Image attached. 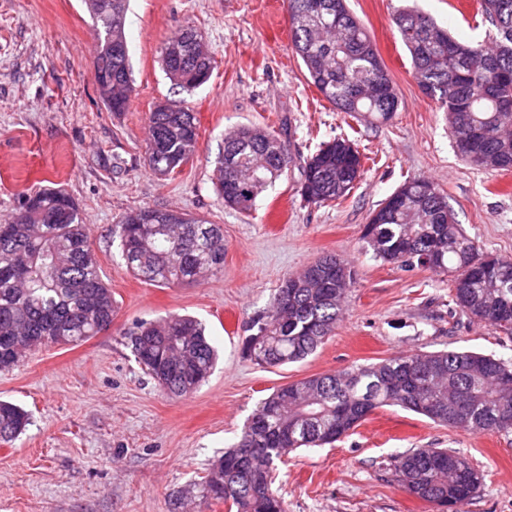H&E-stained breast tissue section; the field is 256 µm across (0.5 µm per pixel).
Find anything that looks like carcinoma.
Returning a JSON list of instances; mask_svg holds the SVG:
<instances>
[{"instance_id":"obj_1","label":"carcinoma","mask_w":512,"mask_h":512,"mask_svg":"<svg viewBox=\"0 0 512 512\" xmlns=\"http://www.w3.org/2000/svg\"><path fill=\"white\" fill-rule=\"evenodd\" d=\"M96 24L95 81L131 84L125 16L128 0H84ZM292 43L307 79L339 111L386 121L399 99L365 27L347 0H288ZM494 28L482 42L461 41L429 15L402 9L394 16L422 90L448 112L456 151L479 170L512 169V0H481ZM192 28L167 41L185 42L181 59L161 60L167 78L186 89L209 80L211 56L188 43ZM192 112H152L147 154L152 171L166 176L196 152ZM290 151L276 135L243 126L224 135L216 190L224 206L249 211L266 187L288 169ZM361 154L343 137L326 141L303 168L300 195L317 206L340 203L361 176ZM404 201L380 203L364 225L375 257L452 277L455 309L512 336V258L484 253L463 232L447 196L423 179L399 188ZM439 240L435 259L427 242ZM120 248L136 278L169 287L204 281L224 268V233L177 210L143 207L126 213ZM355 283L354 272L323 254L283 279L268 308L248 323L243 354L277 367L307 358L333 334ZM115 301L88 243L72 198L59 189L26 196L0 219V373L39 349L77 344L112 322ZM135 360L171 397L196 391L211 375L216 348L197 319L171 314L142 321L125 333ZM399 406L436 424L471 434L512 432V362L492 354L440 350L385 359L286 384L261 400L237 442L210 464L197 485L199 503L227 512H288L274 487L275 471L296 448L333 444L377 408ZM30 417L0 401V443L23 434ZM389 470L406 493L450 512L481 488L482 477L463 455L446 448H414L391 457Z\"/></svg>"}]
</instances>
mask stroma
Masks as SVG:
<instances>
[{
    "label": "stroma",
    "instance_id": "35a3bbf8",
    "mask_svg": "<svg viewBox=\"0 0 512 512\" xmlns=\"http://www.w3.org/2000/svg\"><path fill=\"white\" fill-rule=\"evenodd\" d=\"M459 0H349L399 96L391 119L354 120L306 78L291 43L288 0H130L125 33L129 107L112 112L94 78V23L81 0H0V217L35 191L56 188L79 207L117 309L110 330L56 346L0 373V399L31 416L0 444V512H172L232 445L257 403L316 374L402 354L468 350L512 362V339L456 312L447 275L374 258L362 231L405 180L432 182L480 249L512 258V172L479 170L457 155L448 115L424 94L393 23L414 6L458 39L491 30ZM214 60L205 85L185 91L161 67L165 42L185 27ZM169 101L199 122L196 155L156 176L147 161L148 116ZM259 126L284 141L292 162L250 212L225 207L215 188L224 135ZM344 135L364 173L338 206L305 203L304 162ZM174 208L224 228V270L200 283L158 287L127 271L119 221L140 207ZM333 253L356 282L332 336L307 359L259 367L243 357L248 321L283 278ZM170 313L201 320L219 352L208 381L169 398L125 344L137 323ZM414 448H450L482 474L454 512H512V433L468 434L399 407L375 410L321 448L292 450L278 467L288 512H438L401 491L383 460Z\"/></svg>",
    "mask_w": 512,
    "mask_h": 512
}]
</instances>
